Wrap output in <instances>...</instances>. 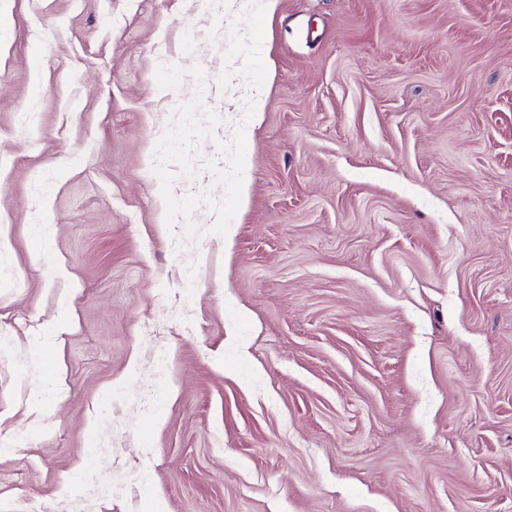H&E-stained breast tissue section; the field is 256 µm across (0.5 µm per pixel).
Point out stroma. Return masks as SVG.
Listing matches in <instances>:
<instances>
[{
	"instance_id": "obj_1",
	"label": "stroma",
	"mask_w": 512,
	"mask_h": 512,
	"mask_svg": "<svg viewBox=\"0 0 512 512\" xmlns=\"http://www.w3.org/2000/svg\"><path fill=\"white\" fill-rule=\"evenodd\" d=\"M264 2L0 0V512H512V0Z\"/></svg>"
}]
</instances>
